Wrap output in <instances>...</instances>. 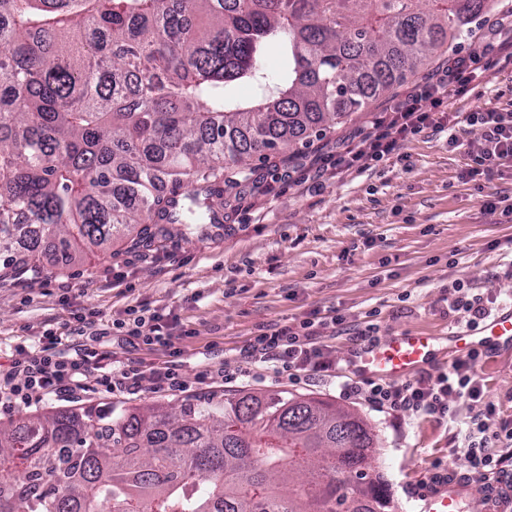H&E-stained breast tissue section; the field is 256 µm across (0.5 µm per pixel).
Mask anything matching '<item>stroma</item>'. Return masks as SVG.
Returning <instances> with one entry per match:
<instances>
[{
    "label": "stroma",
    "mask_w": 512,
    "mask_h": 512,
    "mask_svg": "<svg viewBox=\"0 0 512 512\" xmlns=\"http://www.w3.org/2000/svg\"><path fill=\"white\" fill-rule=\"evenodd\" d=\"M486 84L454 108L475 112L512 102V65L487 54ZM448 63L435 54L405 82L376 100L371 110L351 113L323 136L290 157L259 163V186H241L234 170L224 177V222L184 236L178 225L152 224L148 239L130 234L113 241L104 254L84 263L42 255V271L7 276L0 263V363L34 336L54 329L63 345L75 342L73 313L92 306L97 326L107 332L103 350L125 362L159 363L150 352L112 328L127 308L148 305L185 330L181 375L187 392H157L143 382L133 395L93 388L84 405L125 407L152 402L180 405L184 399L238 392L318 396L361 415L377 439L375 464L390 484L398 512H412L415 488L435 472L468 470L457 448L480 404L461 408L450 425L430 416L381 412L346 384L365 383L350 358L364 346L361 335L369 311H377L379 336L403 330L442 334L461 321L448 306V290L464 281L494 308L512 305V223L481 207L483 193L512 199V170L485 182L483 190L462 184L477 126L457 131L458 145L432 128L401 142L387 161H365L342 178L318 175L317 156L335 153L343 141L359 136L372 112L388 107ZM289 172L281 180V172ZM122 276L113 287V276ZM337 309L342 328L326 336L336 356L332 378L299 381L270 371L257 377L223 380L259 329L303 319L312 310ZM484 392L505 417H512V361L483 363Z\"/></svg>",
    "instance_id": "1"
}]
</instances>
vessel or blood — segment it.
<instances>
[{
  "label": "vessel or blood",
  "instance_id": "vessel-or-blood-1",
  "mask_svg": "<svg viewBox=\"0 0 512 512\" xmlns=\"http://www.w3.org/2000/svg\"><path fill=\"white\" fill-rule=\"evenodd\" d=\"M512 353V306L475 325L459 324L447 336L403 331L365 347L360 358L366 375L386 381L410 378L450 355L464 359L477 354ZM480 498L483 512H512V487L455 472L427 480L417 493L416 512H466L472 498Z\"/></svg>",
  "mask_w": 512,
  "mask_h": 512
}]
</instances>
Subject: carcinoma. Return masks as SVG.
<instances>
[{
  "mask_svg": "<svg viewBox=\"0 0 512 512\" xmlns=\"http://www.w3.org/2000/svg\"><path fill=\"white\" fill-rule=\"evenodd\" d=\"M491 0H0V258L220 219L224 175L367 109ZM281 57L275 75L265 60ZM246 87L249 94L239 95ZM359 415L315 397L0 422V512H394Z\"/></svg>",
  "mask_w": 512,
  "mask_h": 512,
  "instance_id": "1",
  "label": "carcinoma"
}]
</instances>
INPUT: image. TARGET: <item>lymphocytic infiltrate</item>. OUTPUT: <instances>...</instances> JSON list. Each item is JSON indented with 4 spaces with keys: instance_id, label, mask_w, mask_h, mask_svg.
Instances as JSON below:
<instances>
[{
    "instance_id": "1",
    "label": "lymphocytic infiltrate",
    "mask_w": 512,
    "mask_h": 512,
    "mask_svg": "<svg viewBox=\"0 0 512 512\" xmlns=\"http://www.w3.org/2000/svg\"><path fill=\"white\" fill-rule=\"evenodd\" d=\"M486 70L474 54L455 53L443 74L415 87L405 97L372 116L359 140L348 141L336 154L323 161L324 170L343 175L360 170L363 157L375 161L389 159L400 141L426 128L448 133L450 144H457V128L477 126L480 143L470 146V164L460 175L462 183L492 178L503 168H512V111L489 108L482 112H460L450 102L468 97L478 88ZM344 322L338 311H315L289 325L261 330L247 347L246 364L269 365L273 370L298 377L307 372L321 377L336 374L331 347L321 340L323 330ZM119 327L125 335L139 340L151 350H164L168 359L159 365L115 362L109 352L81 347L74 353L60 350V336L46 329L32 348H20L8 367L0 368V404H32L52 398L78 399L89 384L114 395L132 394L144 379H151L156 391H184L179 373L180 349L163 315L142 314L132 309ZM481 360L471 356L453 362L438 375L423 374L406 383L368 381L367 400L376 408L391 412L424 413L441 420H456L461 405L483 401L481 414L462 446L470 473L481 480L507 477L505 468L512 461V419H503L493 401L484 397L479 374Z\"/></svg>"
}]
</instances>
